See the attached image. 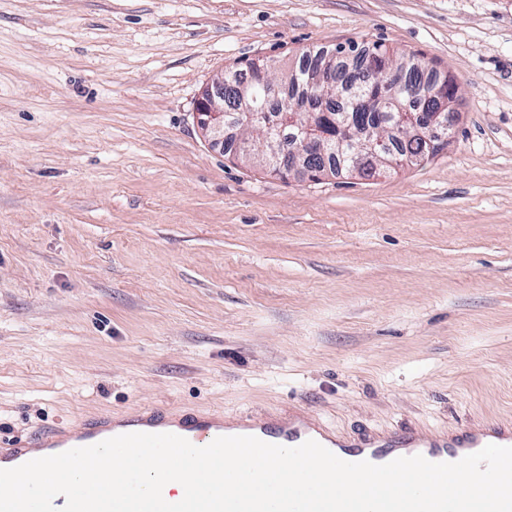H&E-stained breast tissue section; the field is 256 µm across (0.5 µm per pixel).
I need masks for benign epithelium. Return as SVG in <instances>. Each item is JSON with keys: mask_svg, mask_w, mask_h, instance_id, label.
<instances>
[{"mask_svg": "<svg viewBox=\"0 0 512 512\" xmlns=\"http://www.w3.org/2000/svg\"><path fill=\"white\" fill-rule=\"evenodd\" d=\"M274 63L256 61L252 64V79L254 84L265 87L270 82ZM336 86L335 58L329 56L321 66L320 76L313 83V88L319 94H326ZM455 99H442L440 107L435 112L414 114L412 112L398 113L390 132L397 135H408L424 139H450L453 124L446 121L447 116L455 117L453 112ZM197 124L203 135L214 145L224 146V138L236 136L237 131L246 126L256 127L272 137L277 131L280 120H271L269 113L257 112L251 108H243L238 113L236 121L228 124L224 120V75L214 78L201 91L195 107ZM335 116L329 112L315 115L316 123L298 127L295 144L290 148H275L264 157L263 164L272 173L281 178L303 175L316 180L324 175L318 170L324 150L329 149L342 155V161L354 167L362 161H370L374 169L394 166L397 161L384 155L386 152V137L375 133L360 122L359 117L342 116V124L351 130L345 138L331 139L325 132L326 122L334 121Z\"/></svg>", "mask_w": 512, "mask_h": 512, "instance_id": "obj_1", "label": "benign epithelium"}]
</instances>
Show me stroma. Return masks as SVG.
<instances>
[{
	"mask_svg": "<svg viewBox=\"0 0 512 512\" xmlns=\"http://www.w3.org/2000/svg\"><path fill=\"white\" fill-rule=\"evenodd\" d=\"M376 42L459 87L428 163L202 136L225 69ZM133 407L512 421V0H0V443Z\"/></svg>",
	"mask_w": 512,
	"mask_h": 512,
	"instance_id": "obj_1",
	"label": "stroma"
}]
</instances>
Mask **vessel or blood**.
I'll list each match as a JSON object with an SVG mask.
<instances>
[{"instance_id":"vessel-or-blood-1","label":"vessel or blood","mask_w":512,"mask_h":512,"mask_svg":"<svg viewBox=\"0 0 512 512\" xmlns=\"http://www.w3.org/2000/svg\"><path fill=\"white\" fill-rule=\"evenodd\" d=\"M244 434L287 447L313 440L349 462L370 461L381 465L399 457L420 455L432 462H455L489 444L512 447V424L502 421L469 423L456 431L433 436L419 429L402 433H377L365 438L341 439L320 421L300 414L284 421L264 418L245 420ZM224 416L212 411L174 413L165 408H132L123 419L98 413L72 429H46L33 442L12 448H0V463L27 462L45 457L55 449L85 447L117 436L118 433H172L191 444L203 447L223 436Z\"/></svg>"}]
</instances>
